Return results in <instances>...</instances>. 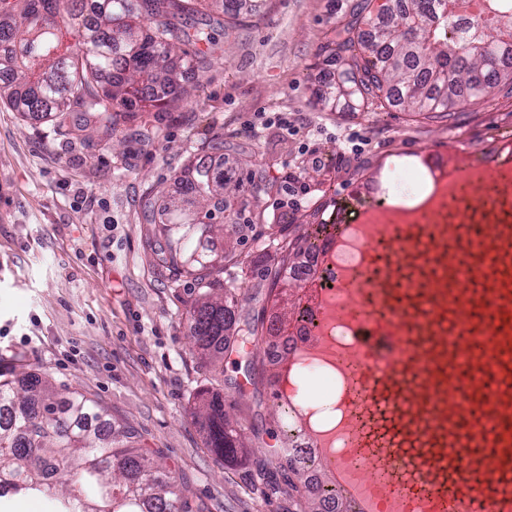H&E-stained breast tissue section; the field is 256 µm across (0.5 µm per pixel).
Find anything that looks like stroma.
<instances>
[{
    "instance_id": "obj_1",
    "label": "stroma",
    "mask_w": 512,
    "mask_h": 512,
    "mask_svg": "<svg viewBox=\"0 0 512 512\" xmlns=\"http://www.w3.org/2000/svg\"><path fill=\"white\" fill-rule=\"evenodd\" d=\"M353 2L263 0L260 20L229 37L222 11L201 9L187 25L216 45L182 66L189 97L167 112L121 113L109 138L0 104V364L50 374L105 406L205 512H288L287 487L271 488L267 475L289 417L248 368L258 346L239 324L228 329L223 370L198 355L188 317L197 289L156 262L145 193H180L181 168L207 145L223 143L238 166L246 146L273 190L259 198L246 185L234 195L247 220L217 247L243 259L223 274L237 313L261 308L271 323L283 316L265 300L272 280L301 299L310 294L285 275L279 225L305 233L347 206L357 186L380 179L392 187V169L413 150L452 141L479 152L512 135L508 82L488 100L429 118L392 105L333 112L318 102L321 78L335 68L324 43ZM287 180L292 202L279 192ZM259 210L266 220L256 224ZM204 389L223 393L238 420L243 463L207 448L193 417Z\"/></svg>"
}]
</instances>
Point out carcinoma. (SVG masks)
<instances>
[{
  "label": "carcinoma",
  "mask_w": 512,
  "mask_h": 512,
  "mask_svg": "<svg viewBox=\"0 0 512 512\" xmlns=\"http://www.w3.org/2000/svg\"><path fill=\"white\" fill-rule=\"evenodd\" d=\"M201 0H0V102L33 119L61 115L94 120L105 137L116 130L117 114L130 108L173 107L184 90L172 66L187 60L185 42L213 44L210 33L177 26L198 12ZM229 25L259 11L256 0H207ZM372 0H356L340 39L327 43L339 69L324 81L318 100L336 112L385 103L410 112H450L471 99L492 94L512 80V0H482L488 17L466 35L453 23L468 0H395L372 20ZM154 22L146 33L141 20ZM197 210L188 213L176 198L156 211L153 193L143 198L147 223L157 224L159 262L179 281L191 278L198 296L189 308L193 344L206 363L224 359V336L235 322V289L224 287V263L240 256L215 252L214 236L237 219L216 207L245 184L255 192L269 183L259 168L224 173L208 156L188 161L180 177ZM315 231L289 239L283 262L314 246ZM195 418L207 447L223 460H236L246 444L238 423L224 411V397L203 391ZM129 434L112 424L107 410L78 391L56 386L38 373L0 378V512L21 493L47 495L55 512H189L176 480L155 469ZM288 440L284 483L295 512H358L336 489L315 491L309 468L327 457L294 453ZM67 476L59 485L57 476Z\"/></svg>",
  "instance_id": "cac0c4a2"
}]
</instances>
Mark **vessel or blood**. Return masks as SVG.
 I'll use <instances>...</instances> for the list:
<instances>
[{
  "mask_svg": "<svg viewBox=\"0 0 512 512\" xmlns=\"http://www.w3.org/2000/svg\"><path fill=\"white\" fill-rule=\"evenodd\" d=\"M416 156L432 183L416 209L360 208L363 254L382 242L387 263L371 280L339 273L342 305L309 296L352 327L345 355L361 364L341 398L343 426L358 433L336 479L348 485L355 461L376 472L353 496L360 512H512V139ZM411 267L427 280H404Z\"/></svg>",
  "mask_w": 512,
  "mask_h": 512,
  "instance_id": "b4317fda",
  "label": "vessel or blood"
}]
</instances>
